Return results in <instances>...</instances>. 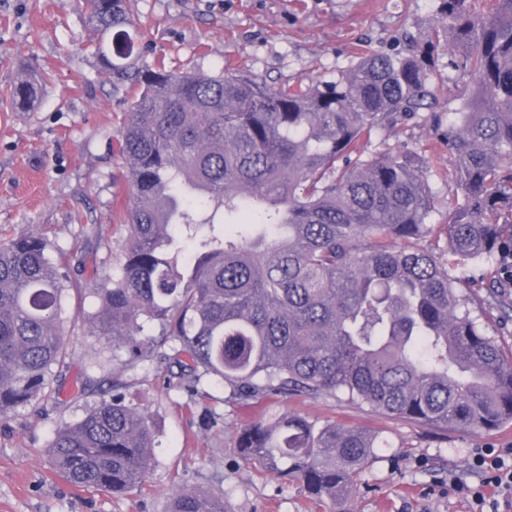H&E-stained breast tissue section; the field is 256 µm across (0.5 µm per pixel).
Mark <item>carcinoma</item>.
Wrapping results in <instances>:
<instances>
[{
	"label": "carcinoma",
	"mask_w": 512,
	"mask_h": 512,
	"mask_svg": "<svg viewBox=\"0 0 512 512\" xmlns=\"http://www.w3.org/2000/svg\"><path fill=\"white\" fill-rule=\"evenodd\" d=\"M440 0L465 54L469 93L448 121L457 164L446 248L421 241L435 209L417 155L367 156L377 131L433 108L437 47L373 52L332 80L270 87L247 76L174 73L141 61L126 0H81L99 72L125 94L117 152L129 203L110 279L73 282L48 240H0V416L54 398L66 366L64 302L88 294L86 332L132 361L172 341L169 378L224 381L244 402L342 395L432 428L512 421V353L471 316L448 258L501 272L512 252V0ZM37 66L15 85L38 94ZM149 417L115 393L48 444L69 483L112 494L152 467ZM375 437L282 413L241 426L238 454L302 483L318 501L354 488ZM169 512H224V496L181 489Z\"/></svg>",
	"instance_id": "obj_1"
}]
</instances>
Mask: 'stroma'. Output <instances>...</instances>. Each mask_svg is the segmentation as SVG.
Listing matches in <instances>:
<instances>
[{
    "label": "stroma",
    "mask_w": 512,
    "mask_h": 512,
    "mask_svg": "<svg viewBox=\"0 0 512 512\" xmlns=\"http://www.w3.org/2000/svg\"><path fill=\"white\" fill-rule=\"evenodd\" d=\"M438 0H126L147 47V62L168 70L249 74L271 86L307 77L329 80L372 51L437 44L433 82L440 124L416 118L380 131L379 143L425 160L435 194L429 244L445 243L448 190L456 158L448 151V113L469 78L450 68ZM78 0H0V239L45 235L68 260L74 280L111 277L125 237L113 222L127 192L117 178L112 142L126 104L98 73ZM38 65L46 83L33 108L18 110L12 90ZM471 314L512 349V323L500 325L512 288L492 292L482 265H449ZM163 363L131 362L110 342L74 327L56 398L0 418V512H165L176 488L222 493L224 512H476L451 484H478L471 463L487 448H512V422L490 431L434 429L337 397L269 395L241 404L215 378L197 392L167 385ZM117 381L128 404L143 409L156 435L155 460L144 484L122 496L81 488L57 474L47 445L57 426L81 419L99 392L78 397L76 380ZM286 411L316 425L368 429L373 458L357 487L337 502H319L296 481L245 463L236 442L241 426Z\"/></svg>",
    "instance_id": "obj_1"
}]
</instances>
